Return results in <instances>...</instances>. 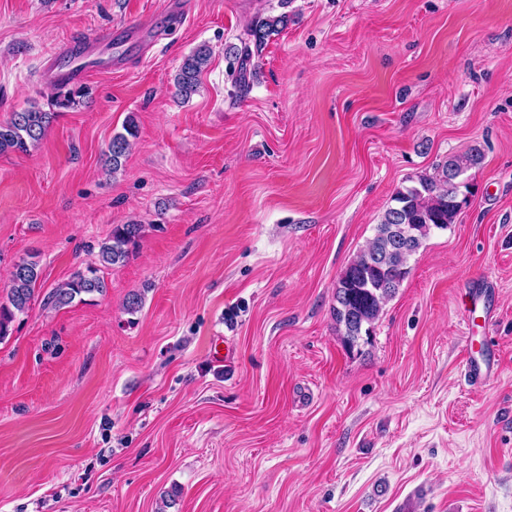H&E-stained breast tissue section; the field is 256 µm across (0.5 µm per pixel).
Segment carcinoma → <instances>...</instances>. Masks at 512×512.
Segmentation results:
<instances>
[{"instance_id": "obj_1", "label": "carcinoma", "mask_w": 512, "mask_h": 512, "mask_svg": "<svg viewBox=\"0 0 512 512\" xmlns=\"http://www.w3.org/2000/svg\"><path fill=\"white\" fill-rule=\"evenodd\" d=\"M287 22L288 15L284 13L259 18L246 29L242 47L226 50L228 72L234 77L236 87H249L248 77L256 75L259 69V64L253 59L260 56L267 39L284 28ZM210 55L208 46L200 45L182 60L174 76V85L183 99H189L197 91L200 75L208 66ZM80 93L79 89L66 90L59 85L51 96V106L56 112L67 110L75 105ZM54 117L55 112L30 106L12 113L8 120L0 121V154L28 152L45 137ZM123 129L124 132L112 137L105 154L104 164L112 172L121 167L122 159L131 147L130 139L137 134L134 118H128ZM482 157L481 150L476 147L467 153L451 156L436 167L434 174L424 175L417 184L400 188L393 194L392 205L377 224L376 234L336 283L333 314L336 324L343 327L344 345L352 348L360 337L370 336L384 304L409 273L410 257L419 250L432 230H443L455 223L462 207L459 189H469L464 176L480 164ZM405 228L411 230V237L408 244L402 246L397 244V239L402 237ZM140 233L138 224L115 226L100 246L98 265L73 273L49 293L48 301L63 307L82 295L104 293L107 285L102 270L124 263L129 256V247L135 245ZM367 253L380 256L377 266L362 265V258ZM39 277L38 264L33 261L24 262L21 269H13L8 303L0 305V340L8 335L15 313L28 309Z\"/></svg>"}]
</instances>
